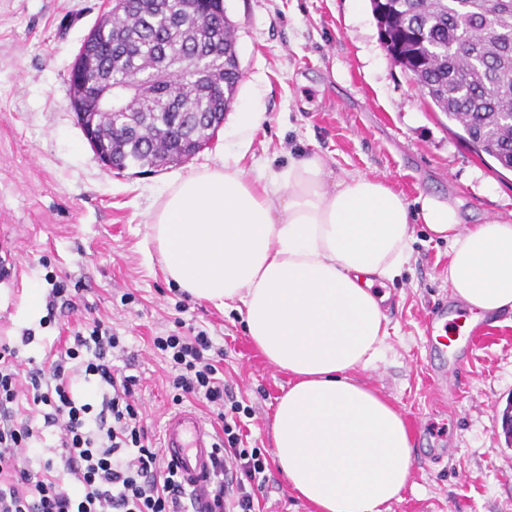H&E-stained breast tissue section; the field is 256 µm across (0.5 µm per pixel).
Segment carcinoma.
<instances>
[{
  "label": "carcinoma",
  "instance_id": "obj_1",
  "mask_svg": "<svg viewBox=\"0 0 512 512\" xmlns=\"http://www.w3.org/2000/svg\"><path fill=\"white\" fill-rule=\"evenodd\" d=\"M224 0H205L194 16L185 0H119L112 24L98 25L99 77L122 87L168 56L195 64L154 85L152 101L131 97L101 119L113 168L183 163L214 138L241 75L235 26L210 53L207 15ZM381 39L458 137L512 169V0H372Z\"/></svg>",
  "mask_w": 512,
  "mask_h": 512
}]
</instances>
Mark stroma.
Here are the masks:
<instances>
[{
  "mask_svg": "<svg viewBox=\"0 0 512 512\" xmlns=\"http://www.w3.org/2000/svg\"><path fill=\"white\" fill-rule=\"evenodd\" d=\"M236 26L242 80L215 138L189 161L158 171L105 169L69 106V73L111 0H0V257L18 269L0 281V341L20 360L64 346L94 309L135 353L137 398L154 434L176 410L174 372L153 337L204 329L223 348L220 367L250 407V447L270 452V423L286 372L269 364L245 333L241 314L194 299L166 281L148 213L168 185L228 152L254 174L312 154L336 177L361 172L419 197H454L467 226L512 223V171L478 157L449 129L384 49L370 0H224ZM264 119L242 145L243 109ZM448 245L413 222L412 259L389 284V335L373 369L358 381L390 399L412 436L410 481L390 512H512V441L500 428L512 404V313L490 317V340L462 350L435 347L431 305L448 296ZM74 291L77 310L23 319L29 289L56 283ZM460 379L441 397L438 369ZM257 493L256 512H315L289 488L276 460Z\"/></svg>",
  "mask_w": 512,
  "mask_h": 512,
  "instance_id": "obj_1",
  "label": "stroma"
}]
</instances>
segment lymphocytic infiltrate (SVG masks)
Instances as JSON below:
<instances>
[{
	"instance_id": "obj_1",
	"label": "lymphocytic infiltrate",
	"mask_w": 512,
	"mask_h": 512,
	"mask_svg": "<svg viewBox=\"0 0 512 512\" xmlns=\"http://www.w3.org/2000/svg\"><path fill=\"white\" fill-rule=\"evenodd\" d=\"M170 354L182 397L216 411L221 433L202 498L160 455L135 399L140 379L114 365L126 350L110 325L92 318L58 351L49 370L20 373L18 350L0 345V512H255L266 481L261 449L244 445L241 403L219 376L222 349L206 331L157 336ZM96 385L94 402L77 393L74 376ZM38 409L59 438V458L31 465L38 428L18 416L19 399Z\"/></svg>"
}]
</instances>
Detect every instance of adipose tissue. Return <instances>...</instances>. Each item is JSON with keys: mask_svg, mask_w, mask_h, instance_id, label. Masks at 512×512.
Returning <instances> with one entry per match:
<instances>
[{"mask_svg": "<svg viewBox=\"0 0 512 512\" xmlns=\"http://www.w3.org/2000/svg\"><path fill=\"white\" fill-rule=\"evenodd\" d=\"M419 216L447 242L448 286L472 319L512 311V224L465 227L459 200L436 195ZM148 224L166 280L237 309L289 374L271 424L289 487L317 512H389L412 442L396 407L355 375L382 352L385 287L411 259L401 194L375 176L333 178L316 154L253 177L227 155L170 184Z\"/></svg>", "mask_w": 512, "mask_h": 512, "instance_id": "obj_1", "label": "adipose tissue"}]
</instances>
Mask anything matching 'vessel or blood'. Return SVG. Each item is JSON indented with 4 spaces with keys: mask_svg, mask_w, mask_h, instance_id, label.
Returning <instances> with one entry per match:
<instances>
[{
    "mask_svg": "<svg viewBox=\"0 0 512 512\" xmlns=\"http://www.w3.org/2000/svg\"><path fill=\"white\" fill-rule=\"evenodd\" d=\"M214 446L213 435L200 416L192 410L175 413L166 421L162 448L188 481H198L208 472Z\"/></svg>",
    "mask_w": 512,
    "mask_h": 512,
    "instance_id": "obj_1",
    "label": "vessel or blood"
}]
</instances>
